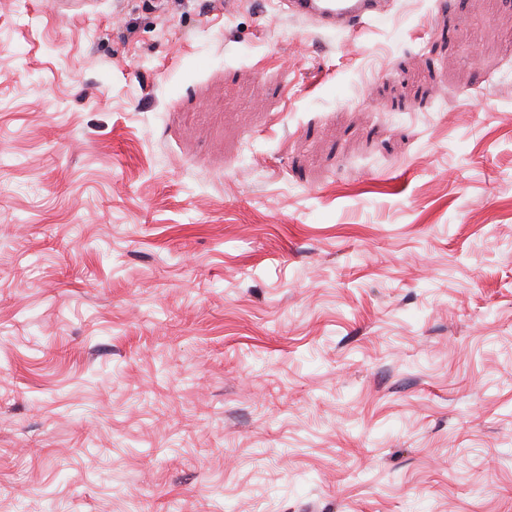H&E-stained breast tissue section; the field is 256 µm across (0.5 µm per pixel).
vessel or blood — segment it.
<instances>
[{
	"label": "vessel or blood",
	"mask_w": 512,
	"mask_h": 512,
	"mask_svg": "<svg viewBox=\"0 0 512 512\" xmlns=\"http://www.w3.org/2000/svg\"><path fill=\"white\" fill-rule=\"evenodd\" d=\"M288 16L329 31H361L387 16L393 0H282Z\"/></svg>",
	"instance_id": "1"
}]
</instances>
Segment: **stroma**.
I'll return each mask as SVG.
<instances>
[{"instance_id": "stroma-1", "label": "stroma", "mask_w": 512, "mask_h": 512, "mask_svg": "<svg viewBox=\"0 0 512 512\" xmlns=\"http://www.w3.org/2000/svg\"><path fill=\"white\" fill-rule=\"evenodd\" d=\"M0 512H512V0H0ZM284 11L297 21L329 31L357 33L369 22L384 18L392 0H282Z\"/></svg>"}]
</instances>
